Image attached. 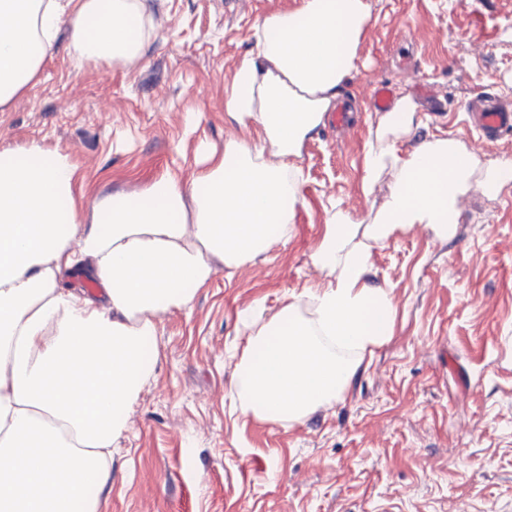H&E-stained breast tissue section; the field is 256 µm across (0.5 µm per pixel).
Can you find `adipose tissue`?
<instances>
[{
  "instance_id": "1",
  "label": "adipose tissue",
  "mask_w": 512,
  "mask_h": 512,
  "mask_svg": "<svg viewBox=\"0 0 512 512\" xmlns=\"http://www.w3.org/2000/svg\"><path fill=\"white\" fill-rule=\"evenodd\" d=\"M372 19L368 0H297L262 16L224 98L248 135L206 152L191 183L165 175L85 209L68 155L35 142L0 151V512H99L112 449L155 379L159 315L189 307L217 268L292 236L297 161L356 73ZM63 29L87 64L131 62L150 40L143 0H0V112ZM415 116L408 94L378 114L360 190L385 178L389 192L367 221L331 210L309 256L325 283L272 314L240 313L231 395L242 415L295 424L331 408L394 332L393 299L369 279L373 247L415 224L451 236L480 164L447 137L410 146ZM75 272L102 298L65 286Z\"/></svg>"
}]
</instances>
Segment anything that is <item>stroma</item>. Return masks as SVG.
<instances>
[{
  "instance_id": "stroma-1",
  "label": "stroma",
  "mask_w": 512,
  "mask_h": 512,
  "mask_svg": "<svg viewBox=\"0 0 512 512\" xmlns=\"http://www.w3.org/2000/svg\"><path fill=\"white\" fill-rule=\"evenodd\" d=\"M373 24L339 100L357 126L322 125L298 161L304 203L294 234L233 274L217 271L187 309L159 318L154 382L114 449L100 512H512V182L471 188L452 238L422 224L376 246L370 277L396 304L394 333L336 404L280 425L231 411L238 315L276 311L325 275L307 262L332 204L376 212L359 188L375 111L392 84L445 103L411 141L452 134L481 161L512 156V137L478 148L465 102L512 107V0H369ZM295 0H147L153 33L123 67L78 64L60 39L40 81L0 112V150L36 139L71 157L81 204L137 193L156 178L191 181L201 144L244 131L224 112L236 64L264 14Z\"/></svg>"
}]
</instances>
